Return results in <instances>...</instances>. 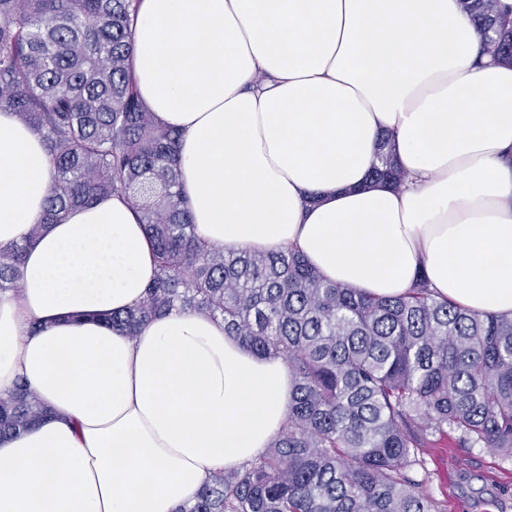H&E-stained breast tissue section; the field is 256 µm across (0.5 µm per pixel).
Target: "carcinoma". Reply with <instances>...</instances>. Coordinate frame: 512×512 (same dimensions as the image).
Returning <instances> with one entry per match:
<instances>
[{"instance_id": "cac0c4a2", "label": "carcinoma", "mask_w": 512, "mask_h": 512, "mask_svg": "<svg viewBox=\"0 0 512 512\" xmlns=\"http://www.w3.org/2000/svg\"><path fill=\"white\" fill-rule=\"evenodd\" d=\"M489 53L512 60V16L462 0ZM137 0H0V110L38 132L53 180L38 235L120 194L157 258L140 304L106 320L137 335L172 310L206 313L260 356H281L292 396L281 431L240 469L214 473L176 512H434L420 450L459 442L512 457V317L476 313L415 281L394 297L326 280L293 249L208 250L179 185L180 133L131 78ZM373 178L405 174L391 138ZM24 245L0 249V292L19 288ZM45 413L26 383L0 395V436Z\"/></svg>"}]
</instances>
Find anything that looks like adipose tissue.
Segmentation results:
<instances>
[{
	"instance_id": "obj_1",
	"label": "adipose tissue",
	"mask_w": 512,
	"mask_h": 512,
	"mask_svg": "<svg viewBox=\"0 0 512 512\" xmlns=\"http://www.w3.org/2000/svg\"><path fill=\"white\" fill-rule=\"evenodd\" d=\"M131 72L182 134L205 247H293L378 296L422 274L512 315V62L462 0H139ZM384 132L398 188L370 177ZM52 175L42 137L1 110L0 248L26 251L20 289L0 294V395L25 380L48 412L0 437V512H176L264 453L288 364L204 313L107 325L142 301L153 246L118 195L33 235Z\"/></svg>"
}]
</instances>
